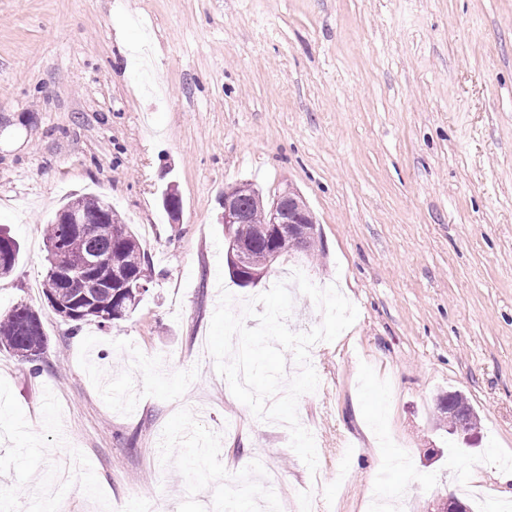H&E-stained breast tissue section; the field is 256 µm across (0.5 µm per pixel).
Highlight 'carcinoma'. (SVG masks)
Here are the masks:
<instances>
[{"mask_svg":"<svg viewBox=\"0 0 512 512\" xmlns=\"http://www.w3.org/2000/svg\"><path fill=\"white\" fill-rule=\"evenodd\" d=\"M234 190L243 205L249 208L251 223L234 225L231 234L245 244L249 267L260 270L263 268L268 244L254 237L253 225L263 222L266 208L254 201L258 190L252 185L242 183L235 186ZM79 203L82 206L84 223H65L66 209L63 208L56 213L48 228V267L44 281L50 283V291L44 292L46 299L62 293L55 277V269L63 266L77 275L81 270L80 264L88 255L112 260V265L119 266L126 272V276L125 288L119 298L98 305L96 315L85 314L73 320L72 326L75 329L89 321L105 324L124 319L135 310L152 283V260L149 253L128 225L121 222L112 207L93 196H82ZM320 239L321 236L317 233L305 246L292 239H283L277 244V248L282 255L293 250L311 252L315 250L316 241ZM0 249L9 256L8 263H0V276L8 275L14 270L20 246L2 228ZM46 345L47 338L39 311L21 304L0 317V348L32 363L41 358Z\"/></svg>","mask_w":512,"mask_h":512,"instance_id":"1","label":"carcinoma"}]
</instances>
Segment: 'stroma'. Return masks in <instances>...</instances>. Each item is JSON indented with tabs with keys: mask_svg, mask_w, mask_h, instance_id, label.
I'll return each instance as SVG.
<instances>
[{
	"mask_svg": "<svg viewBox=\"0 0 512 512\" xmlns=\"http://www.w3.org/2000/svg\"><path fill=\"white\" fill-rule=\"evenodd\" d=\"M285 189L322 252L255 285L219 276L225 190ZM182 201L172 223L160 198ZM110 202L155 277L125 319L73 331L42 292L48 217ZM0 224L21 244L0 316L43 313V370L0 351V502L12 512H437L460 481L512 505V0H0ZM298 266L358 309L309 360L298 421L257 418L212 365L221 291L287 283L289 329L322 322ZM478 415L452 435L437 402ZM267 455L277 480L241 483Z\"/></svg>",
	"mask_w": 512,
	"mask_h": 512,
	"instance_id": "obj_1",
	"label": "stroma"
}]
</instances>
